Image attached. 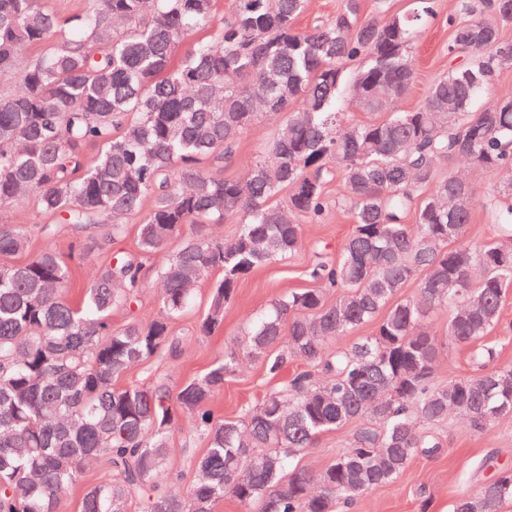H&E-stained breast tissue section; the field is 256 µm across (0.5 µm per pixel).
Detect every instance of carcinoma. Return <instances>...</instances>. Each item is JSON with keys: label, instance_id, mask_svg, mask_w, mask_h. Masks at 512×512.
<instances>
[{"label": "carcinoma", "instance_id": "cac0c4a2", "mask_svg": "<svg viewBox=\"0 0 512 512\" xmlns=\"http://www.w3.org/2000/svg\"><path fill=\"white\" fill-rule=\"evenodd\" d=\"M418 2L421 10L380 21L344 0L334 19L300 32L306 0H234L225 16L217 0H151L149 10L146 0H90L68 16L43 0H0V81L12 79L0 89V206L35 193L41 214L61 220L40 225L41 235L67 232L96 260L78 306L66 297L71 268L52 245L0 263V512H61L89 461L102 475L78 512H129L136 502L142 512H214L226 495L243 512H338L440 448L427 425L456 416L483 436L512 414V368L493 365L481 343L512 285V93L493 87L495 71L512 66L501 38L512 0H492L490 14L458 26L449 52L469 62L400 111L415 81L410 46L434 15L432 0ZM345 92L379 117L336 122ZM483 94L490 102L472 109ZM284 112L268 156L243 178L199 166L223 160L258 117ZM443 162L501 175L483 203L497 240H466L473 208L448 212L464 180L437 177ZM335 178L354 230L336 258L313 266L321 287L282 295L242 351L176 389L163 377L117 385L132 366L176 354L171 323L218 270L200 320L203 333L216 331L238 279L301 244L290 216L322 219ZM284 189L285 208L274 202ZM136 215L137 252L112 256ZM232 215L234 239L209 235L207 225ZM31 237L27 224H0V257L26 252ZM152 257L161 259L164 315L112 328L109 315L136 302L142 260ZM417 276V296L397 299ZM441 308L442 336L428 324ZM372 322V335L330 349ZM450 344L470 348L479 373L437 384ZM244 354L263 358L271 378L291 361L316 373L295 374L236 420L216 417L207 405ZM181 420L206 443L185 488L168 460ZM352 423L348 446L322 471L299 467L320 436ZM507 502L511 469L462 495L454 512H502Z\"/></svg>", "mask_w": 512, "mask_h": 512}]
</instances>
